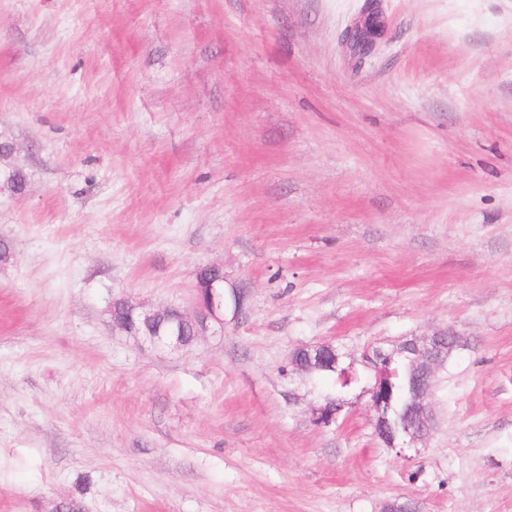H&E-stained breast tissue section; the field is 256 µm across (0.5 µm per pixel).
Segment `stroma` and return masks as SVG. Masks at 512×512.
I'll use <instances>...</instances> for the list:
<instances>
[{"label":"stroma","instance_id":"35a3bbf8","mask_svg":"<svg viewBox=\"0 0 512 512\" xmlns=\"http://www.w3.org/2000/svg\"><path fill=\"white\" fill-rule=\"evenodd\" d=\"M364 3L0 0V512H512V0H378L357 60ZM210 265L191 346L113 327ZM447 328L402 454L289 362ZM368 1L346 35L347 47L359 59L369 55L383 35L377 4L374 0ZM216 282H213L210 285V291L212 294V303L210 308L205 306L202 302H200L199 298L197 300V306L196 310L193 314L187 315V318L197 325V334L199 335L200 331L206 326L207 320L209 318L212 319H221V317H224V306H228L230 303L234 306V312L239 313L242 310L243 302L242 299L237 298V296H232L230 299L226 300L225 305L221 301H217V295L215 293V286Z\"/></svg>","mask_w":512,"mask_h":512}]
</instances>
